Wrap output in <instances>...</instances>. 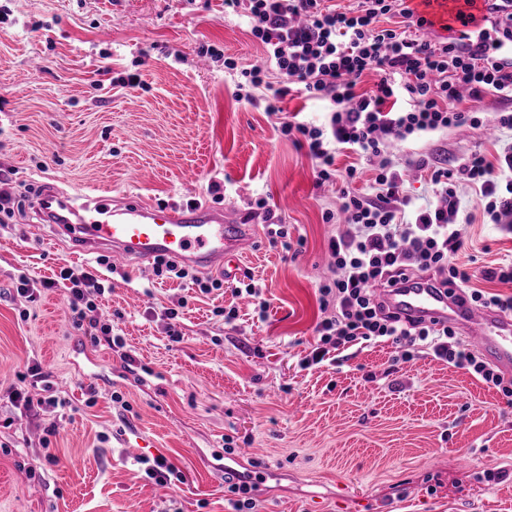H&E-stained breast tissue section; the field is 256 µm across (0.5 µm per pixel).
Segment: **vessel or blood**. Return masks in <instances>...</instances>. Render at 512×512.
Wrapping results in <instances>:
<instances>
[{
    "label": "vessel or blood",
    "instance_id": "b4317fda",
    "mask_svg": "<svg viewBox=\"0 0 512 512\" xmlns=\"http://www.w3.org/2000/svg\"><path fill=\"white\" fill-rule=\"evenodd\" d=\"M35 209L42 223L55 225L80 253H106L132 268L165 257L224 272L250 235L248 225L225 223L223 213L193 204L162 206L108 196L81 202L48 188ZM381 296L402 318L458 325L479 354L512 372V313L477 309L454 286L418 280L384 289Z\"/></svg>",
    "mask_w": 512,
    "mask_h": 512
}]
</instances>
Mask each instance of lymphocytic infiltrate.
Masks as SVG:
<instances>
[{
    "label": "lymphocytic infiltrate",
    "mask_w": 512,
    "mask_h": 512,
    "mask_svg": "<svg viewBox=\"0 0 512 512\" xmlns=\"http://www.w3.org/2000/svg\"><path fill=\"white\" fill-rule=\"evenodd\" d=\"M226 7L245 8L250 32L260 41L268 64L240 70L249 90L269 91L272 100L290 92L327 103L325 124L299 119L281 122L283 135H297L315 162L318 183L341 182L339 204L325 210L324 221L341 219L345 229L330 238L331 276L318 288L322 313L317 340L300 361L302 369L321 364L330 350L357 344L386 343L396 350L395 362L407 363L419 353L465 370L476 379L512 396V384L480 358L451 326L404 323L390 314L380 289L412 278L455 283L478 308L512 312V296L472 287L466 268L453 263L466 248L458 220V181L478 193L493 223L512 215V145L496 161L479 152L459 165L435 164L418 155L411 165L429 171L440 203L413 207L402 190L403 179L389 151L394 140L429 135L466 124H480L476 110L461 109L464 99L494 94L512 100V0H486L498 50L486 53L449 34L422 38L424 20L408 0H356L351 8L325 0H224ZM400 16L397 27L383 18ZM375 75L369 90H360L364 76ZM348 150L366 159L375 176L370 193L353 189L355 166L340 169L336 156ZM44 287L65 291L74 329L90 343L123 347L112 333V321L97 302L105 287L97 272L61 267Z\"/></svg>",
    "instance_id": "obj_1"
}]
</instances>
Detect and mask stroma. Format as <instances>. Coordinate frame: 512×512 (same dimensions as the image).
I'll list each match as a JSON object with an SVG mask.
<instances>
[{"label":"stroma","instance_id":"1","mask_svg":"<svg viewBox=\"0 0 512 512\" xmlns=\"http://www.w3.org/2000/svg\"><path fill=\"white\" fill-rule=\"evenodd\" d=\"M227 53L243 67L264 57L224 0H0V172L19 200L0 229V388L41 397L23 378L37 362L59 399L49 413L0 400V512H233L230 467L255 485L261 512H512V403L495 389L429 355L392 365L387 344L299 368L320 318L328 241L342 227L322 218L337 187L316 184L314 161L280 122L299 112L322 124L327 106L293 94L271 114L265 100L238 99ZM134 73L140 86L122 87ZM463 105L480 110L481 125L409 139L395 154L455 161L480 149L492 160L512 144V132L496 129L512 101L488 94ZM52 186L74 197L196 201L223 210L225 223L252 225L227 281L253 276L266 317L230 289L206 295L145 267L107 276L103 309L120 315L124 352L91 344L72 329L62 290L33 303L15 292L20 275L38 282L96 261L38 223L28 192ZM457 192L472 221L455 263L474 287L511 295L512 284L483 272L512 260V233L485 223L470 187ZM270 212L291 250L270 245ZM181 300L183 340L173 343L149 310ZM231 306L238 317L228 323L220 311ZM92 384L99 397L89 406ZM115 391L130 410L112 403ZM142 457L166 458L186 483L145 480Z\"/></svg>","mask_w":512,"mask_h":512}]
</instances>
